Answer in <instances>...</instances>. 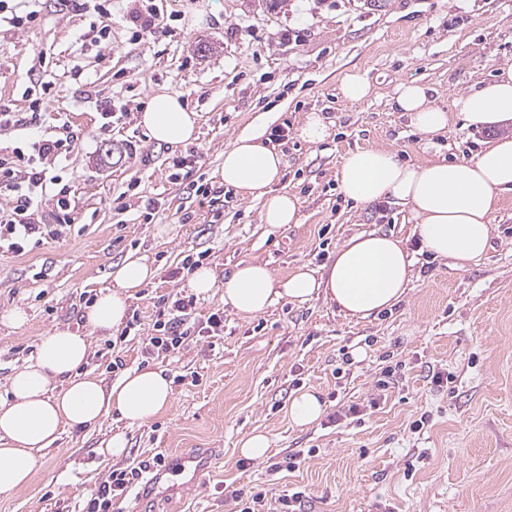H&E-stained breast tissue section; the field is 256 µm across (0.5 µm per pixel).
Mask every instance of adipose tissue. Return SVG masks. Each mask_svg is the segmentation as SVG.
<instances>
[{
    "label": "adipose tissue",
    "mask_w": 512,
    "mask_h": 512,
    "mask_svg": "<svg viewBox=\"0 0 512 512\" xmlns=\"http://www.w3.org/2000/svg\"><path fill=\"white\" fill-rule=\"evenodd\" d=\"M394 102L423 134L446 130L457 115L478 129L501 126L512 122V66L456 96L447 109L415 83L400 85ZM199 122L197 112L164 91L154 94L139 114L147 134L171 146L195 139ZM283 164L282 152L256 135L240 136L224 151L225 188L260 202L261 221L271 234L301 221L297 197L274 188ZM336 180L344 199L354 203L408 206L421 249L464 269L487 253L491 216L503 194L512 192V138L495 140L465 162L437 157L409 163L393 149L361 147L343 159ZM414 264L402 239L360 232L337 247L319 274L301 265L279 280L267 265L242 261L221 280L212 268L198 267L187 286L199 297L223 288L225 306L247 317L264 314L282 299L303 303L321 294L345 316L363 319L405 298ZM156 275L149 255L127 254L113 264L110 286L83 312L84 328L61 327L41 337L34 361L11 376L0 394V496L29 486L38 452L65 431L94 427L114 414L131 424L143 423L170 409L171 381L163 370L135 368L109 385L83 370L90 332L108 336L118 329L130 299Z\"/></svg>",
    "instance_id": "ef3b65f1"
}]
</instances>
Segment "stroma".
I'll use <instances>...</instances> for the list:
<instances>
[{
  "label": "stroma",
  "instance_id": "1",
  "mask_svg": "<svg viewBox=\"0 0 512 512\" xmlns=\"http://www.w3.org/2000/svg\"><path fill=\"white\" fill-rule=\"evenodd\" d=\"M195 2L153 0L168 29L145 40L131 37L142 0H114L105 18L90 8L60 9L56 0L6 2L18 15L39 8L40 18L0 26V106L28 111V77L42 73L53 84L42 132L60 137L70 129L80 139L68 158L41 162L71 189L66 239L20 253L0 249V313L19 306L29 316L20 327L0 323V391L35 357L40 337L78 325L113 264L138 251L158 268L130 301L139 333L118 341L91 334L86 368L108 385L117 357L130 369L165 370L172 406L143 424L110 417L62 434L38 452L31 484L0 496V512H81L112 471L157 456L202 458L208 469L197 479L188 470L169 474L182 487L174 497L158 491L140 500L132 490L114 497L112 512H234L228 485L276 497L304 492L305 512H512V192L492 216L483 258L462 270L417 255L409 294L390 311L347 318L318 295L302 304L283 299L247 318L225 309L218 288L197 298L195 317L223 310V335L198 338L175 357L142 349L163 297L190 294L185 278L171 275L186 255L206 253L220 278L253 260L284 279L300 265L322 271L333 250L361 231L391 233L413 247L408 210L351 206L336 170L366 146L424 160V136L392 107L396 88L429 86L445 107L512 64V38L503 32L512 0H390L379 12L362 0H213L214 13L191 28L184 11ZM351 73L369 80V99L342 98L339 84ZM161 90L201 114L197 140L174 147L139 127L142 108ZM104 100L121 120L103 118ZM311 112L332 130L319 145L298 135ZM280 125L288 138L279 144L285 165L276 187L298 197L301 223L266 234L259 204L231 190L213 218L193 182L220 186L225 148L243 132L266 138ZM506 135L512 125L474 129L457 119L434 143L438 156L466 161ZM193 153L197 163L184 167ZM149 200L154 217L146 222ZM388 369L382 392L377 382ZM438 374L444 384L434 383ZM308 388L325 410L302 428L288 406ZM418 419L423 427L413 428ZM119 429L128 448L115 458L103 448ZM256 429L270 452L242 459L238 442ZM291 456L298 465L289 472L283 463Z\"/></svg>",
  "mask_w": 512,
  "mask_h": 512
}]
</instances>
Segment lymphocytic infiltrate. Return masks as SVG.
<instances>
[{
    "instance_id": "obj_1",
    "label": "lymphocytic infiltrate",
    "mask_w": 512,
    "mask_h": 512,
    "mask_svg": "<svg viewBox=\"0 0 512 512\" xmlns=\"http://www.w3.org/2000/svg\"><path fill=\"white\" fill-rule=\"evenodd\" d=\"M30 89L36 97L27 112L0 110V128L25 130L30 134L28 149H14L11 156L0 157V196L10 206L0 212V243L8 249L22 251L30 241L44 238L61 239L71 225L69 190L62 177L38 168L48 156L65 157L78 140L74 133L49 138L39 135L42 110L48 103L52 87L41 77H30ZM193 300H171L166 312L158 314L152 332L144 340L147 354L163 352L171 355L189 347L195 337L216 336L224 330V314L211 313L204 325L192 322Z\"/></svg>"
}]
</instances>
